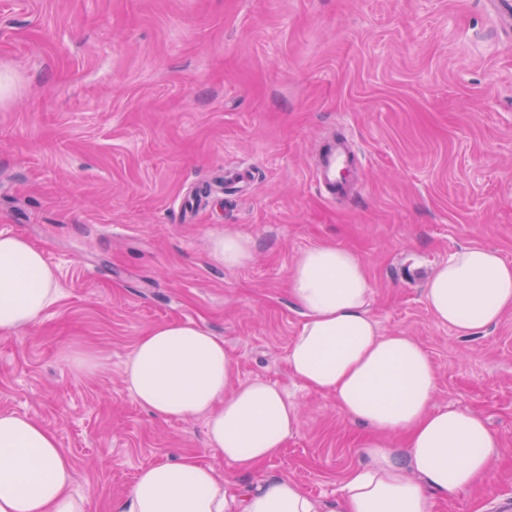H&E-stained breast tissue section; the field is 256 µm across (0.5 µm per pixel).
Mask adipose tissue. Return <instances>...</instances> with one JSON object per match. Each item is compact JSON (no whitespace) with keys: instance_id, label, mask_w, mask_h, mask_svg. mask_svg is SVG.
I'll list each match as a JSON object with an SVG mask.
<instances>
[{"instance_id":"1","label":"adipose tissue","mask_w":512,"mask_h":512,"mask_svg":"<svg viewBox=\"0 0 512 512\" xmlns=\"http://www.w3.org/2000/svg\"><path fill=\"white\" fill-rule=\"evenodd\" d=\"M254 252V240L232 230L211 242L213 262L227 269L247 265ZM288 297L303 317L288 349L292 376L334 395L340 412L368 431L365 461L342 484L337 512H434L437 500L487 476L498 434L474 411L435 406L433 360L414 337L381 330L359 257L333 245L303 251ZM59 299L44 253L1 233L0 333L35 324ZM425 301L438 323L472 336L512 310V262L491 247L461 248L433 269ZM235 370L223 339L195 322L158 323L140 337L124 367L128 390L162 417H204L209 448L235 475L190 454L160 461L139 470L114 512H319L291 478L235 484L300 427L295 401L266 380L235 383ZM396 437L403 447H393ZM73 483L53 432L30 416L0 413V512H88Z\"/></svg>"}]
</instances>
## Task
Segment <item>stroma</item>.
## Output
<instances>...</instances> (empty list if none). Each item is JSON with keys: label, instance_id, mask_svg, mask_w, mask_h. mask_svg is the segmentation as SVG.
Returning <instances> with one entry per match:
<instances>
[{"label": "stroma", "instance_id": "stroma-1", "mask_svg": "<svg viewBox=\"0 0 512 512\" xmlns=\"http://www.w3.org/2000/svg\"><path fill=\"white\" fill-rule=\"evenodd\" d=\"M489 0H0V233L56 271L59 302L0 334V412L28 415L71 457L91 512H112L140 468L195 454L217 471L203 419H163L123 382L140 336L192 321L223 338L236 379L301 409L279 456L336 512L363 427L288 369L303 321L288 272L318 245L357 254L379 327L413 336L441 407L479 413L501 440L479 485L435 512H512V311L471 337L436 322L428 272L465 246L512 262V31ZM359 148L363 184L325 200L312 180L328 132ZM250 165L242 194L180 203ZM233 230L256 243L228 270ZM98 357L78 372L73 355ZM255 241L237 231L227 230L215 236L211 242V258L225 269H237L253 258Z\"/></svg>", "mask_w": 512, "mask_h": 512}]
</instances>
